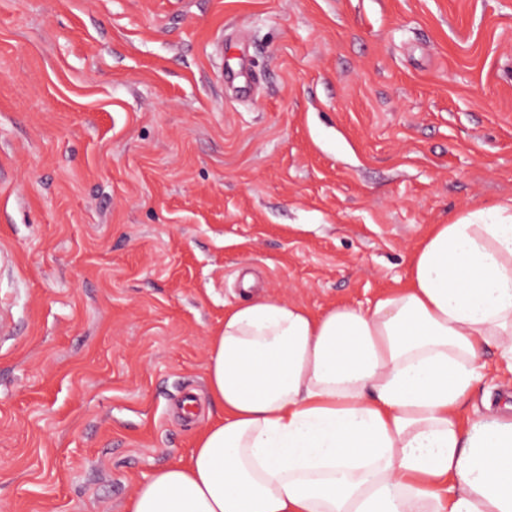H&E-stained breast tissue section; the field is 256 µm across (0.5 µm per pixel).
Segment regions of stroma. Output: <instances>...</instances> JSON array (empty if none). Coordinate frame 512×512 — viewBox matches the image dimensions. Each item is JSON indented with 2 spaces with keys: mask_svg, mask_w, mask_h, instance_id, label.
Wrapping results in <instances>:
<instances>
[{
  "mask_svg": "<svg viewBox=\"0 0 512 512\" xmlns=\"http://www.w3.org/2000/svg\"><path fill=\"white\" fill-rule=\"evenodd\" d=\"M510 198L512 0H0V512H127L226 310L367 305Z\"/></svg>",
  "mask_w": 512,
  "mask_h": 512,
  "instance_id": "stroma-1",
  "label": "stroma"
}]
</instances>
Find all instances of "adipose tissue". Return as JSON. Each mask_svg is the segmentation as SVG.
Wrapping results in <instances>:
<instances>
[{
	"label": "adipose tissue",
	"mask_w": 512,
	"mask_h": 512,
	"mask_svg": "<svg viewBox=\"0 0 512 512\" xmlns=\"http://www.w3.org/2000/svg\"><path fill=\"white\" fill-rule=\"evenodd\" d=\"M490 349L512 376V199L434 225L367 308L227 310L221 414L128 512H512V404L468 406Z\"/></svg>",
	"instance_id": "adipose-tissue-1"
}]
</instances>
